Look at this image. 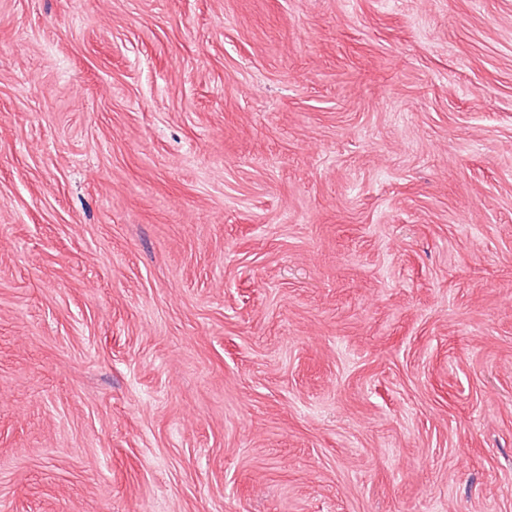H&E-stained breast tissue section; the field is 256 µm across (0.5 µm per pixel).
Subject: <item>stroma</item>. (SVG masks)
<instances>
[{
	"mask_svg": "<svg viewBox=\"0 0 512 512\" xmlns=\"http://www.w3.org/2000/svg\"><path fill=\"white\" fill-rule=\"evenodd\" d=\"M0 512H512V0H0Z\"/></svg>",
	"mask_w": 512,
	"mask_h": 512,
	"instance_id": "stroma-1",
	"label": "stroma"
}]
</instances>
